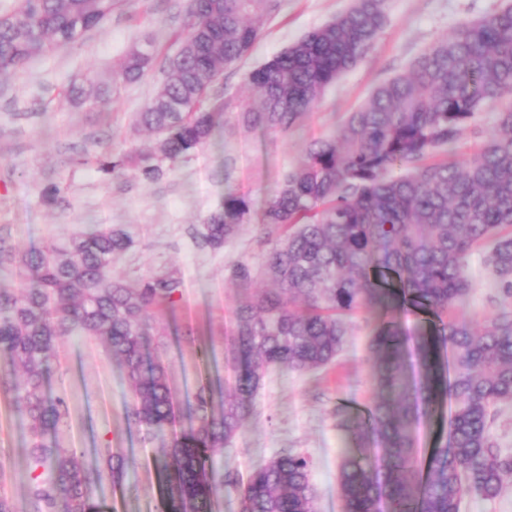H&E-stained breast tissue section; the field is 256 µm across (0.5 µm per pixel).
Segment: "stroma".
I'll return each instance as SVG.
<instances>
[{"label":"stroma","mask_w":512,"mask_h":512,"mask_svg":"<svg viewBox=\"0 0 512 512\" xmlns=\"http://www.w3.org/2000/svg\"><path fill=\"white\" fill-rule=\"evenodd\" d=\"M190 0H117L109 20L70 47L0 74V239L16 251L53 242L69 246L91 226L124 230L130 247L117 255L110 276L125 280L161 272L181 282L173 307L152 313L149 352L166 371L179 405L191 401L201 378L231 392L233 311L246 295L266 287L260 269L278 229L258 221L241 225L218 250L198 247L192 233L216 211L225 186L250 196L262 209L268 195L295 164L303 145L330 135L339 119L364 104L372 90L405 72L430 43L461 23L496 12L503 0H389L388 22L375 48L328 86L304 118L299 133L281 135L240 127L224 117L219 138L193 157L167 167L157 180L130 170L117 177L98 172L91 157L104 152L141 153L156 137L136 117L156 95L162 71L188 36ZM349 0H280L264 21L249 53L215 81V95L247 103V73L279 54L306 32L330 21ZM157 52L138 81L114 84L123 57L144 40ZM250 267L253 279L240 287L234 265ZM472 288L454 308L456 317L481 323L494 311V279L484 253L469 260ZM397 319L415 338L422 314L399 304L346 314L349 333L331 364L306 373L271 367L253 399L241 433L212 451V481L222 486L213 512H239V485L254 465L289 448L310 458L317 512H344L338 471L352 446L348 425L380 400L370 338L380 320ZM45 386L68 407L56 440L74 448L87 468L95 449L108 448L129 464V486L102 472L94 493L107 512H160L159 461L170 435L145 437L127 422L132 388L124 366L111 358L101 338L79 333L60 340ZM27 421L0 392V491L16 512H28L22 448Z\"/></svg>","instance_id":"obj_1"}]
</instances>
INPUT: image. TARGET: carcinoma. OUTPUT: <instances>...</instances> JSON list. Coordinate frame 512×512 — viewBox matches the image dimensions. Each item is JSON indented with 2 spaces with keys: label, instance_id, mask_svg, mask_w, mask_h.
Masks as SVG:
<instances>
[{
  "label": "carcinoma",
  "instance_id": "obj_1",
  "mask_svg": "<svg viewBox=\"0 0 512 512\" xmlns=\"http://www.w3.org/2000/svg\"><path fill=\"white\" fill-rule=\"evenodd\" d=\"M388 0H351L333 20L248 74L253 103L208 98L210 83L239 61L279 0H192L188 37L168 60L164 81L138 115L157 136L152 155L102 153L105 175L133 168L144 178L164 174L203 150L222 114L246 129L287 135L297 129L325 88L376 45ZM114 0H17L0 16V72L76 44L112 16ZM152 44L126 54L117 72L139 80L153 62ZM496 110L494 132L478 151L453 163L476 113ZM252 217L249 197L229 188L219 210L193 235L220 249ZM261 223L282 229L266 256L272 287L235 310L234 343L244 360L221 412L211 413L214 383L198 384L189 426L164 452L162 512H211L221 488L210 478L211 449L243 426L265 371L275 365L308 372L331 363L347 326L342 315L396 299L425 315L429 335L418 342L420 378L411 384L406 336L389 319L369 351L377 402L353 435H374L383 453H349L339 467L345 512H461L472 498L493 499L512 481V451L500 447L494 424L512 405V4L462 23L429 44L408 70L378 85L337 124L333 135L305 144L297 164L268 198ZM130 244L121 229L94 228L71 247L47 244L22 253L0 241V267L31 273L37 286L0 287V362L18 368L0 388L26 416L31 445L27 497L32 512H102L93 479L75 451L48 435L67 416L64 398L44 391L59 340L78 331L102 338L126 369L134 393L128 421L147 434L176 427V404L164 367L146 360L149 313L174 305L180 280L163 273L128 281L109 278L112 259ZM484 246L503 305L483 325L449 315L471 289L467 258ZM450 349L452 361L441 358ZM453 403L441 448L416 458V424L442 399ZM114 481L128 465L108 448L95 449ZM311 461L291 450L253 468L240 512H315Z\"/></svg>",
  "mask_w": 512,
  "mask_h": 512
}]
</instances>
